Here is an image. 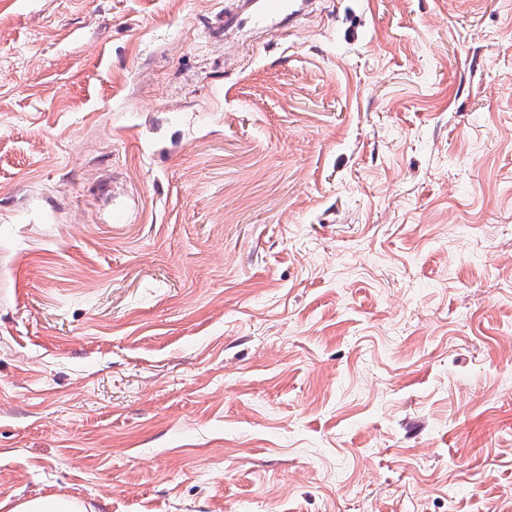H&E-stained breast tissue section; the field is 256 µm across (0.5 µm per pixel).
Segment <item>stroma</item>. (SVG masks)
Listing matches in <instances>:
<instances>
[{"label": "stroma", "instance_id": "stroma-1", "mask_svg": "<svg viewBox=\"0 0 512 512\" xmlns=\"http://www.w3.org/2000/svg\"><path fill=\"white\" fill-rule=\"evenodd\" d=\"M232 2L0 0V512H512V0ZM244 15L224 14L226 26L253 25L272 27L278 25L287 16L288 19L299 14L308 1L299 0H252ZM83 502L59 495H39L17 503L12 512H87Z\"/></svg>", "mask_w": 512, "mask_h": 512}]
</instances>
